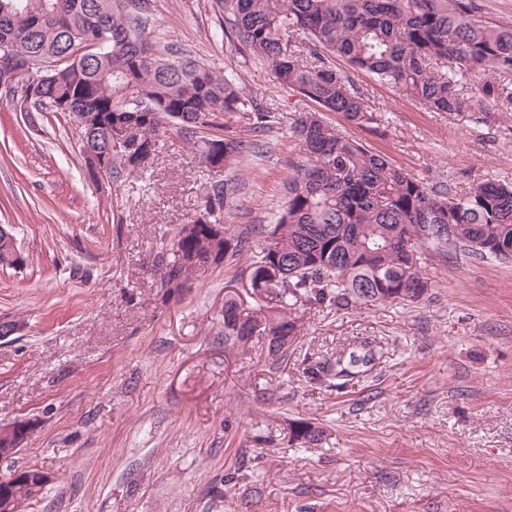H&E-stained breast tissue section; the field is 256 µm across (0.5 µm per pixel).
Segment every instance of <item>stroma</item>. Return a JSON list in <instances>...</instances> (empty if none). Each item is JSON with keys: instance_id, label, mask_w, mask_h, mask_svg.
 I'll list each match as a JSON object with an SVG mask.
<instances>
[{"instance_id": "stroma-1", "label": "stroma", "mask_w": 512, "mask_h": 512, "mask_svg": "<svg viewBox=\"0 0 512 512\" xmlns=\"http://www.w3.org/2000/svg\"><path fill=\"white\" fill-rule=\"evenodd\" d=\"M215 0H150L162 45L224 72L275 112L256 134L247 113L226 119L255 144L226 173L231 222L269 224L288 195L291 128L311 103L266 66L221 40ZM377 122L337 131L427 182L512 181V108L428 112L357 72ZM78 132L60 112L0 99V225L27 258L0 267V422L33 431L0 477L53 479L23 512H512V262L427 249L432 289L419 302L311 309L281 369L263 343L224 354V296L257 311L239 259L166 299L157 257L190 219L212 174L176 131L147 174L106 191L82 175ZM373 348L374 361L336 392L310 385L304 358ZM324 431L318 447L285 438L290 421ZM264 457L254 461L255 449ZM250 471L228 496L210 488Z\"/></svg>"}]
</instances>
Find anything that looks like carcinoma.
<instances>
[{
  "label": "carcinoma",
  "mask_w": 512,
  "mask_h": 512,
  "mask_svg": "<svg viewBox=\"0 0 512 512\" xmlns=\"http://www.w3.org/2000/svg\"><path fill=\"white\" fill-rule=\"evenodd\" d=\"M231 15V34L246 59L268 64L273 80L316 110L293 126L305 161L288 179V197L267 225L224 223L231 186L213 180L195 213L161 256L162 287L177 299L213 268L248 255L252 293L276 313L258 317L224 297V351L243 353L253 337L267 342L276 364L304 330L299 308L345 310L377 303L409 305L428 294L425 248L453 244L478 259L512 261V182L451 183L414 177L387 157L343 135L324 119L338 112L356 126L376 120L348 71L369 74L431 112H490L512 104V25L481 15L478 0H216ZM148 0H0V56L51 67L52 79L32 101L35 112L102 117L93 148L108 147L117 127L135 130L107 159L103 176L136 172L154 156L168 128L199 144L215 174L233 172L253 142L224 134V117L251 114L262 133L276 123L262 100L246 96L232 70L222 76L158 50L147 25ZM108 48H88L101 32ZM265 245L254 249V237ZM415 250L412 257L409 250ZM0 238V265L17 268ZM375 356L352 351L305 369L310 381L340 389ZM320 427L289 423V442L311 448ZM28 477L11 486L9 512H22L43 488Z\"/></svg>",
  "instance_id": "obj_1"
}]
</instances>
